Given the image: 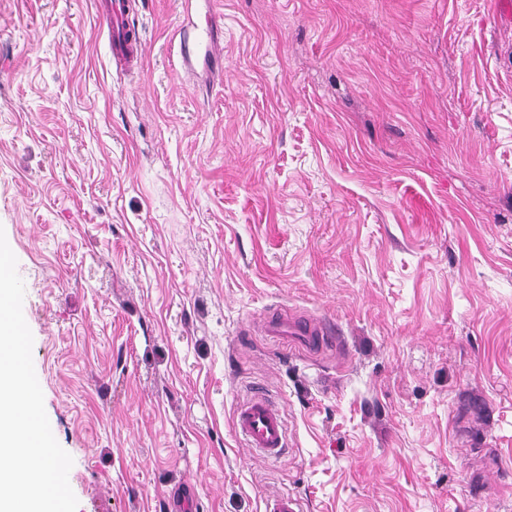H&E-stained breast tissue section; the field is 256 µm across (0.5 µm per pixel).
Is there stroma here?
<instances>
[{
	"mask_svg": "<svg viewBox=\"0 0 512 512\" xmlns=\"http://www.w3.org/2000/svg\"><path fill=\"white\" fill-rule=\"evenodd\" d=\"M0 0V228L78 512H512L499 0ZM210 24L220 80L185 84ZM329 323L316 351L259 321ZM284 415L276 461L237 406ZM98 11L107 19L108 47L117 70L138 75L143 70V46L129 17L132 2L106 0L99 2ZM209 31V30H208ZM206 36L208 39H203L195 43L191 48L189 47L188 40L183 33V45H182V66L185 73L192 77L193 75V62L203 56L204 60H211L216 52L214 51L216 43L211 32H207ZM233 427L247 448L259 451L265 458L277 459L288 447L284 416L262 395L255 394L237 407Z\"/></svg>",
	"mask_w": 512,
	"mask_h": 512,
	"instance_id": "35a3bbf8",
	"label": "stroma"
}]
</instances>
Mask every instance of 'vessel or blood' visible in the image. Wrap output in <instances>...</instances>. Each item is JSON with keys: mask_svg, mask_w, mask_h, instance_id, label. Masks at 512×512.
Listing matches in <instances>:
<instances>
[{"mask_svg": "<svg viewBox=\"0 0 512 512\" xmlns=\"http://www.w3.org/2000/svg\"><path fill=\"white\" fill-rule=\"evenodd\" d=\"M98 10L107 20L108 47L116 69L129 75L142 72L143 46L129 20L131 0H101ZM215 48L216 43L211 38L183 47L182 66L185 73H192L197 58L211 60ZM259 327L274 336L291 332L306 337L308 344L317 348L330 341L327 327L310 317L276 314L262 320ZM233 427L246 447L259 451L263 457L279 458L288 446L287 427L280 408L262 395H253L237 407Z\"/></svg>", "mask_w": 512, "mask_h": 512, "instance_id": "obj_1", "label": "vessel or blood"}]
</instances>
